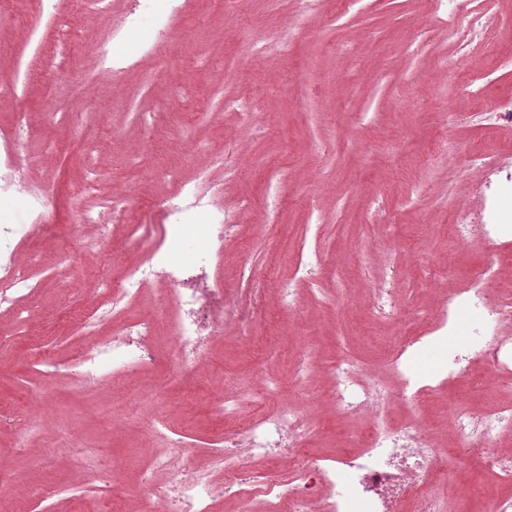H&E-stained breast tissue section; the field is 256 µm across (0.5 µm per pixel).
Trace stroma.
Here are the masks:
<instances>
[{"instance_id":"obj_1","label":"stroma","mask_w":512,"mask_h":512,"mask_svg":"<svg viewBox=\"0 0 512 512\" xmlns=\"http://www.w3.org/2000/svg\"><path fill=\"white\" fill-rule=\"evenodd\" d=\"M179 23L196 38L178 47L159 39V67L146 68L137 47L121 64L120 84L98 88L97 110L70 95L69 66L80 54L84 72L97 67L92 48L120 18L137 11V0H112L74 14L70 0H56L29 42L17 22L33 0H12L0 13V148L36 168L41 189L53 196L55 237L33 235L24 247L33 257L32 312L26 329L0 311V472L15 493L0 497V512H40L41 487L83 477L87 465L110 471L113 501L140 512L146 497L139 472L149 456L141 422L144 404L163 411L188 443L189 467L205 466L203 448L221 433L213 417L219 387L257 390L267 375L288 378L299 337L309 338L310 360L320 369L343 354L365 362L380 359L399 328L422 329L437 302L434 272L449 287L464 283L485 263L496 264L503 288L512 287V248L487 247L473 235L448 238L457 201L487 192L466 163L472 153L495 162V149L512 147V126L458 122L512 99V0H484L494 20V51L466 49L449 39L466 27L467 15L449 0H280L269 20L263 0H250L242 16H224L214 0H180ZM266 27L265 41L252 29ZM228 70L219 78L217 65ZM181 85L201 104L199 114L179 121L170 108L171 89ZM416 91L418 107L406 96ZM30 119L20 124L19 104ZM258 114L245 120L243 110ZM70 138L78 157L55 152L51 139ZM447 141L448 150L430 157ZM222 147L216 156L214 147ZM177 181H160L168 168ZM123 176L127 221L145 223L146 193L172 191L176 182L206 176L226 214L255 210L245 253H226L211 277L231 286L235 268L251 271L263 296L294 282L293 310L263 308L255 327L269 341L261 357L241 344H220L198 370L175 384L155 379L143 392L118 378L87 387L66 373L48 379L33 356L41 350L67 359L111 336L104 321L95 336L85 325L86 294L139 263L145 245L128 243L122 231L96 251H79L69 235L75 211L103 218V197L76 199L73 182L92 176ZM393 291V314L374 325L362 315L375 300L374 284ZM319 392L285 391L282 403L307 406L321 436L335 451L353 447L361 424L325 416Z\"/></svg>"}]
</instances>
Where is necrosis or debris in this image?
Wrapping results in <instances>:
<instances>
[{
  "mask_svg": "<svg viewBox=\"0 0 512 512\" xmlns=\"http://www.w3.org/2000/svg\"><path fill=\"white\" fill-rule=\"evenodd\" d=\"M142 2L143 20L120 21L113 34L95 46L96 75L72 70L70 90L87 108L96 106L97 81L116 78L115 65L132 33L144 29L155 38L189 37V29L175 26L173 11L161 8L160 0ZM145 208L158 212L162 223L127 224L126 236L131 242L149 237L153 244L119 286L98 289L90 301L96 320L114 316L120 303L139 300L146 285L164 282L173 288L168 299L174 312L172 352L182 370L193 369L210 343L226 336L232 322L241 329V343L262 350L266 338L252 329L260 303L248 276L239 274L225 289L208 276L213 259L244 240L252 208L242 209L236 223H225L223 205L191 183L156 196ZM508 208L500 196L485 199L477 212L456 205L450 230L460 238L477 229L492 240L511 238ZM57 230L50 194L35 189L28 166L8 164L0 172V308L18 322L27 321L32 297L20 247L32 232ZM190 240L199 246L191 258L185 254ZM511 323L512 297L499 293L493 268L485 266L463 288L441 297L430 329L399 336L386 360V373L351 357L337 359L329 369L330 410L337 417L358 419L364 429L356 434L353 450L334 457L317 452L319 433L300 407L267 408V401L282 391L281 380L274 377L264 382L263 406L252 411L244 410L239 393L228 391L217 398L213 413L223 421L224 432L208 448L205 469H187L182 434L163 419L150 417L149 437L161 446L153 451L149 468L166 474L167 480L149 484L148 512H212L219 502L233 512H251L252 501L259 497L268 503V512H448L450 499L461 493L455 478L467 465L511 486L512 453L500 452L495 441L501 433L512 432V405L492 411L454 407L450 431L455 446L444 458L421 421L396 422L390 417L395 403L417 407L441 387L464 378L472 361L482 362L492 373L511 371L512 340L500 334L501 327ZM451 336L462 337V351L449 353L435 370L416 367L421 351ZM71 365L87 385L117 374L162 369L150 315L124 323L112 336L79 353Z\"/></svg>",
  "mask_w": 512,
  "mask_h": 512,
  "instance_id": "4bbe7bcc",
  "label": "necrosis or debris"
}]
</instances>
